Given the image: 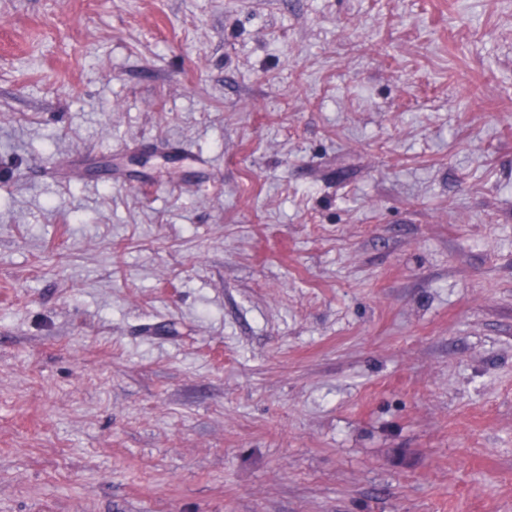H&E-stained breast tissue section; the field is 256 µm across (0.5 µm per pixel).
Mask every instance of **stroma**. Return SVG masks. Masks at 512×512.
I'll list each match as a JSON object with an SVG mask.
<instances>
[{"instance_id": "1", "label": "stroma", "mask_w": 512, "mask_h": 512, "mask_svg": "<svg viewBox=\"0 0 512 512\" xmlns=\"http://www.w3.org/2000/svg\"><path fill=\"white\" fill-rule=\"evenodd\" d=\"M0 512H512V0H0Z\"/></svg>"}]
</instances>
